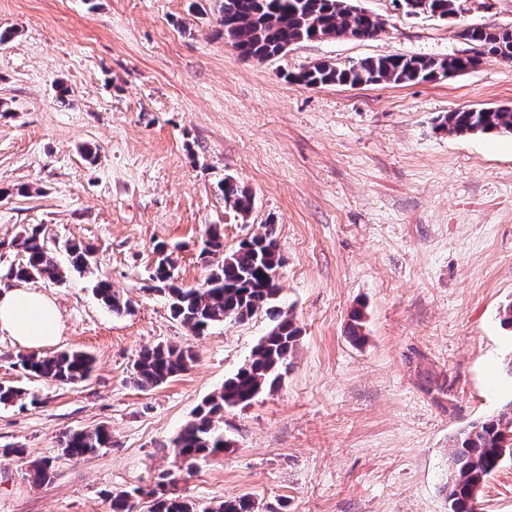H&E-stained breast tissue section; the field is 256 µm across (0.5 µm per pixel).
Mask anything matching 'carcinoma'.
I'll return each instance as SVG.
<instances>
[{
	"instance_id": "cac0c4a2",
	"label": "carcinoma",
	"mask_w": 512,
	"mask_h": 512,
	"mask_svg": "<svg viewBox=\"0 0 512 512\" xmlns=\"http://www.w3.org/2000/svg\"><path fill=\"white\" fill-rule=\"evenodd\" d=\"M217 7V23L232 48L239 56L258 62L277 56L286 44L309 40L314 30L322 34L328 31L336 38H369L380 29L376 18L352 12L348 0H219ZM462 39L473 44V53L462 58L384 56L348 66L320 61L291 74V78L309 86L405 84L429 81L435 72L444 76L458 62L469 64L474 60L480 64L487 55L512 61V28L472 25ZM435 129L456 134L494 130L511 133L512 108L450 112L438 118ZM220 190L226 205L243 219L249 216L254 205L252 194L228 177ZM13 244L23 253L22 262L10 268L13 278L50 282L64 279L41 231L33 229ZM67 252L75 271L88 269L90 248L71 243ZM202 255L207 262L217 259L202 288L174 285L170 256L160 258L156 264L152 279L159 284L158 291L168 295L173 317L197 335L213 326L242 321L259 310L269 314L272 326L255 346L250 359L224 380L218 392L203 400L194 418L172 440L175 455L189 472L224 451L226 439L217 423L225 410L248 405L264 391L276 388L300 335L292 315L280 306L278 271L282 257L271 231L243 240L235 251L226 254L223 233L215 225L207 232ZM94 290L112 312L128 310L129 302L121 299L108 281H96ZM193 360L189 348L146 347L134 360L132 382L139 388L160 386L186 371ZM93 364L94 358L79 350L19 353L13 362L32 377L61 384L84 381ZM110 447L112 435L104 427L69 432L60 440L63 455L76 460ZM511 450L512 409L475 422L456 435L446 484L450 512H476L478 490ZM132 498L128 491L112 494V512H133ZM152 512H258V505L249 496L226 500L217 506L161 496Z\"/></svg>"
}]
</instances>
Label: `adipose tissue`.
<instances>
[{"mask_svg":"<svg viewBox=\"0 0 512 512\" xmlns=\"http://www.w3.org/2000/svg\"><path fill=\"white\" fill-rule=\"evenodd\" d=\"M61 331L53 300L32 288L0 286V333L27 348L53 343Z\"/></svg>","mask_w":512,"mask_h":512,"instance_id":"adipose-tissue-1","label":"adipose tissue"}]
</instances>
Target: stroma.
<instances>
[{
	"label": "stroma",
	"instance_id": "1",
	"mask_svg": "<svg viewBox=\"0 0 512 512\" xmlns=\"http://www.w3.org/2000/svg\"><path fill=\"white\" fill-rule=\"evenodd\" d=\"M215 0H0V285L22 229H44L63 282L54 350L95 358L75 385L25 377L0 333V384L39 395L0 404V512H112L134 492L192 502L249 495L260 512H448L451 441L512 406V134H445L439 115L512 108V62L429 82L314 87L303 66L471 49L458 27H512V0H464L456 19L412 17L397 0H358L376 37L303 41L265 62L224 41ZM68 86L61 104L59 86ZM232 177L255 205L226 207ZM225 252L272 227L282 307L301 330L278 387L225 411L232 445L186 473L172 441L202 400L250 357L271 320L195 335L151 279L164 243L179 285L209 273L208 226ZM94 253L69 269L66 243ZM128 300L117 314L93 286ZM364 314V339L349 335ZM191 348L187 371L154 388L130 380L146 347ZM105 427L112 446L63 456L64 432ZM51 460L44 484L29 475ZM481 512H512V457L481 487Z\"/></svg>",
	"mask_w": 512,
	"mask_h": 512
}]
</instances>
